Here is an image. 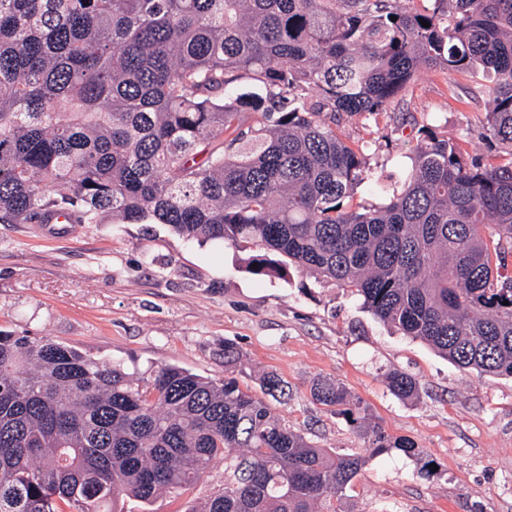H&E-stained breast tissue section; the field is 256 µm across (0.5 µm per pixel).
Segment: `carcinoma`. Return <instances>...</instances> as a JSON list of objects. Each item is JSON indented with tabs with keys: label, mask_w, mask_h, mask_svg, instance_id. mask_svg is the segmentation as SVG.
Segmentation results:
<instances>
[{
	"label": "carcinoma",
	"mask_w": 512,
	"mask_h": 512,
	"mask_svg": "<svg viewBox=\"0 0 512 512\" xmlns=\"http://www.w3.org/2000/svg\"><path fill=\"white\" fill-rule=\"evenodd\" d=\"M0 0V224H165L277 253L451 363L512 376V0ZM395 20H390V17ZM429 26L424 27L422 23ZM424 68L491 78L464 157L425 131L401 190L336 134L385 111ZM411 398V376H386ZM351 421L345 388L312 384ZM373 454L421 455L372 432ZM224 480L185 512H339L355 455L289 429L233 376L120 363L0 330V512H116Z\"/></svg>",
	"instance_id": "obj_1"
}]
</instances>
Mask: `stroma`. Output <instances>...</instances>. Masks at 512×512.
Listing matches in <instances>:
<instances>
[{
  "instance_id": "obj_1",
  "label": "stroma",
  "mask_w": 512,
  "mask_h": 512,
  "mask_svg": "<svg viewBox=\"0 0 512 512\" xmlns=\"http://www.w3.org/2000/svg\"><path fill=\"white\" fill-rule=\"evenodd\" d=\"M490 102L482 75L433 68L400 105L342 117L337 135L361 148L372 173L353 205H381L401 188L426 126L461 152L500 155V144L482 136ZM258 254L201 245L164 224L109 219L59 234L0 224V329L122 362L143 383L162 365L223 378L224 344L233 342L241 386L261 394L267 373L286 383V395L271 403L283 423L321 447L365 458L341 512H512V376L458 370L376 319L350 289L295 266L254 274ZM393 370L417 380L415 398L390 392ZM319 379L361 401L365 419L353 423L315 403L310 387ZM375 428L413 439L423 456L373 454ZM223 476L215 462L196 489L160 494L148 510L185 512Z\"/></svg>"
}]
</instances>
